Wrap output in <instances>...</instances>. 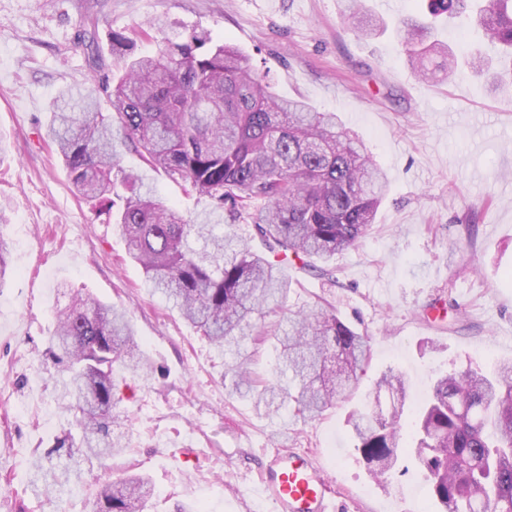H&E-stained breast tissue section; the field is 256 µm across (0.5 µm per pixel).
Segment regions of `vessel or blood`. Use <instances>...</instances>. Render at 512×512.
<instances>
[{
  "label": "vessel or blood",
  "mask_w": 512,
  "mask_h": 512,
  "mask_svg": "<svg viewBox=\"0 0 512 512\" xmlns=\"http://www.w3.org/2000/svg\"><path fill=\"white\" fill-rule=\"evenodd\" d=\"M330 478L308 451L277 449L259 471L261 495L276 512H335L329 495Z\"/></svg>",
  "instance_id": "b4317fda"
}]
</instances>
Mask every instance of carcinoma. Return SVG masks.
Returning a JSON list of instances; mask_svg holds the SVG:
<instances>
[{"instance_id": "obj_1", "label": "carcinoma", "mask_w": 512, "mask_h": 512, "mask_svg": "<svg viewBox=\"0 0 512 512\" xmlns=\"http://www.w3.org/2000/svg\"><path fill=\"white\" fill-rule=\"evenodd\" d=\"M363 0H340V14L361 35L386 27L367 17ZM428 0L431 16L471 21L497 46V87L512 93V0ZM398 43L425 79L454 75L459 58L432 27L400 21ZM90 68L102 67L95 24L83 29ZM134 41L112 34V56L122 62L115 80L59 93L48 125L77 194L96 217L114 224L153 292L177 308L222 352L240 354L241 342L290 292L284 270L293 261L327 262L356 248L375 223L388 178L366 145L350 138L334 112L275 94L255 75L249 57L205 30L165 39L156 56H134ZM109 109L102 111L101 100ZM138 153L187 196L209 202V214L251 221L268 255L231 232H215L209 218L191 222L173 203L144 188L122 164L118 145ZM11 244L0 231V284L11 272ZM48 339L53 364L68 374L60 406L72 415L56 447L68 460L30 466L34 491L56 496L81 479L82 465L120 455L127 443L114 431L115 374L154 377L155 367L126 314L77 292L58 309ZM275 341V381L235 364V388L267 413L283 405L312 419L336 405L365 371L366 337L331 307L314 304L288 316ZM407 380L389 367L376 381L375 408L351 415L356 450L381 478L401 459L426 472L442 512H512V361L491 375L474 369L439 376L428 400L411 410L416 429L401 434ZM153 488L140 474L95 486L91 512H147Z\"/></svg>"}]
</instances>
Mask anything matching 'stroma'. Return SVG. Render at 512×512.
Listing matches in <instances>:
<instances>
[{"mask_svg":"<svg viewBox=\"0 0 512 512\" xmlns=\"http://www.w3.org/2000/svg\"><path fill=\"white\" fill-rule=\"evenodd\" d=\"M388 31L357 37L337 0H0V227L13 243V275L0 285V512H90L103 469H84L60 499L28 486L32 453L46 454L65 423L57 401L63 374L43 353L55 311L83 289L124 309L165 376L120 383L117 405L130 444L112 464L154 488L149 512L177 504L207 512H272L252 495L256 473L277 448L311 452L335 483L340 512H438L416 468L373 479L354 448L349 416L372 400V383L399 367L412 401L435 376L491 371L512 360V99L490 77L462 69L419 77L392 31L428 13L427 0H365ZM97 17L103 70L115 69L111 37L135 36L153 55L161 37L207 30L249 56L276 94L338 113L385 168L389 193L359 247L336 255L335 280L301 265L287 270L294 311L329 301L367 336L370 359L353 400L317 419L288 409L266 415L237 393L225 357L149 287L111 225L75 192L46 135L58 93L93 73L79 34ZM125 166L191 219L206 202L144 164Z\"/></svg>","mask_w":512,"mask_h":512,"instance_id":"35a3bbf8","label":"stroma"}]
</instances>
